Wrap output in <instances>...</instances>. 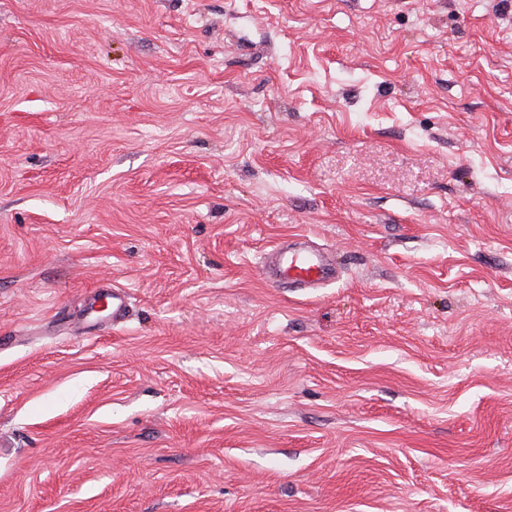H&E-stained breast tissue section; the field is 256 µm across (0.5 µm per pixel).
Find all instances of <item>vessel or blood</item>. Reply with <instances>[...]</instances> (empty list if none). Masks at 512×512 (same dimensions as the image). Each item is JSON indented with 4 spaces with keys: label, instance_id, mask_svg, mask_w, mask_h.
Returning a JSON list of instances; mask_svg holds the SVG:
<instances>
[{
    "label": "vessel or blood",
    "instance_id": "obj_1",
    "mask_svg": "<svg viewBox=\"0 0 512 512\" xmlns=\"http://www.w3.org/2000/svg\"><path fill=\"white\" fill-rule=\"evenodd\" d=\"M270 281L294 288H315L335 276V270L323 252L309 248L286 251L273 248L265 266ZM95 301L110 305L113 320H122L128 307L125 292L115 287L99 286L93 293Z\"/></svg>",
    "mask_w": 512,
    "mask_h": 512
}]
</instances>
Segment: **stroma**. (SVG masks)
Returning a JSON list of instances; mask_svg holds the SVG:
<instances>
[{"instance_id":"stroma-1","label":"stroma","mask_w":512,"mask_h":512,"mask_svg":"<svg viewBox=\"0 0 512 512\" xmlns=\"http://www.w3.org/2000/svg\"><path fill=\"white\" fill-rule=\"evenodd\" d=\"M497 2L0 0V512H512ZM264 270L270 281L294 288H316L335 276L324 253L313 248L286 251L274 247ZM93 308L96 303L101 302L110 305L112 309V322L120 321L125 317L128 298L123 290L109 287L108 285H101L93 292Z\"/></svg>"}]
</instances>
